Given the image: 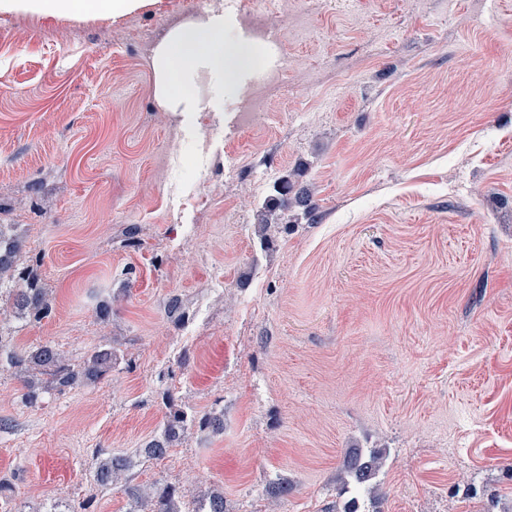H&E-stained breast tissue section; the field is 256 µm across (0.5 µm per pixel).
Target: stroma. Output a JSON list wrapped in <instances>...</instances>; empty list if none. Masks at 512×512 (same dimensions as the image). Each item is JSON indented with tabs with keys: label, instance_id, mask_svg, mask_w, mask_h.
I'll list each match as a JSON object with an SVG mask.
<instances>
[{
	"label": "stroma",
	"instance_id": "35a3bbf8",
	"mask_svg": "<svg viewBox=\"0 0 512 512\" xmlns=\"http://www.w3.org/2000/svg\"><path fill=\"white\" fill-rule=\"evenodd\" d=\"M223 2L236 36L245 11L288 15L279 63L252 76L293 90H269L257 124L248 88L191 118L155 97L156 44L209 0L0 15V224L54 303L32 323L0 295V335L120 355L34 406L0 371V512L91 493L129 512L93 492L98 451L190 508L512 512V0ZM291 171L319 220L286 211L266 251L256 208ZM168 391L224 428L138 459ZM373 449L368 490L344 487ZM380 467V459L375 454H369L365 459L361 454H356L347 463L345 478L360 487L367 483Z\"/></svg>",
	"mask_w": 512,
	"mask_h": 512
}]
</instances>
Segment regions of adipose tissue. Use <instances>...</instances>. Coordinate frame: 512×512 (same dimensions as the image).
Here are the masks:
<instances>
[{"label": "adipose tissue", "mask_w": 512, "mask_h": 512, "mask_svg": "<svg viewBox=\"0 0 512 512\" xmlns=\"http://www.w3.org/2000/svg\"><path fill=\"white\" fill-rule=\"evenodd\" d=\"M151 0H0V14L37 13L46 17L86 16L123 18L149 5ZM223 13L171 28L153 51L155 92L163 111L202 112L223 102L224 92L246 82L259 55L247 37L226 39ZM209 94L201 96L199 83Z\"/></svg>", "instance_id": "obj_1"}]
</instances>
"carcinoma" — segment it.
Returning <instances> with one entry per match:
<instances>
[{"mask_svg": "<svg viewBox=\"0 0 512 512\" xmlns=\"http://www.w3.org/2000/svg\"><path fill=\"white\" fill-rule=\"evenodd\" d=\"M295 205L304 210L311 222L318 218L316 207L311 204L310 194L294 191L292 180L284 177L273 186L257 210V232L262 240L268 239L272 225L281 223V211ZM21 244L17 237L8 233L0 224V288L9 281L23 283V287L12 289L13 306L18 316L39 322L52 311V300L47 289L40 286L38 278L30 266L21 267L17 256ZM117 354L112 345L105 344L93 352L83 363L75 365L53 343L46 342L35 348L4 346L0 341V370H11L24 389L23 397L30 404L37 403L45 390L74 389L99 383L112 370ZM164 423L161 433L140 449L139 455L146 460H163L170 455L181 436L191 427L202 430L219 431L223 427L221 419L215 415H199L173 398H166ZM380 467V459L374 454L364 458L357 454L347 463L346 481L360 487L367 483ZM132 468L131 459L113 456L96 459L93 466L95 485L110 489L122 483L131 501L130 512H141L148 507L151 512H182V492L171 485H165L142 493L130 484L128 472Z\"/></svg>", "mask_w": 512, "mask_h": 512, "instance_id": "cac0c4a2", "label": "carcinoma"}]
</instances>
